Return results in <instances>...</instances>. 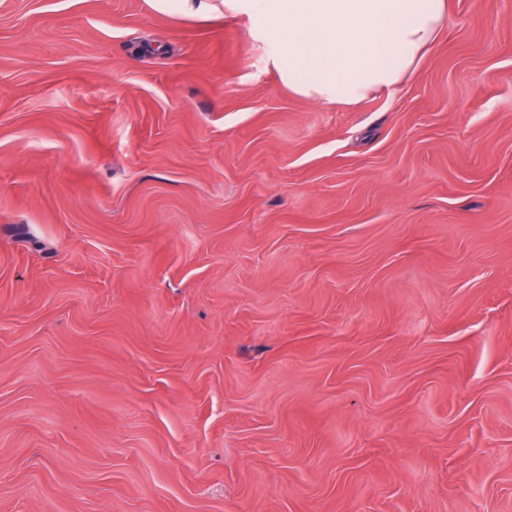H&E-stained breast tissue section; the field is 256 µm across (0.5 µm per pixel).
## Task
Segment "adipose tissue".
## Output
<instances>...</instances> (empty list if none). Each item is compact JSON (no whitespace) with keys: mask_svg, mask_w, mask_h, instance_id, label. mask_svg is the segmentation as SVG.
Listing matches in <instances>:
<instances>
[{"mask_svg":"<svg viewBox=\"0 0 512 512\" xmlns=\"http://www.w3.org/2000/svg\"><path fill=\"white\" fill-rule=\"evenodd\" d=\"M153 7L247 18L284 85L340 106L398 87L428 57L448 17V0H153Z\"/></svg>","mask_w":512,"mask_h":512,"instance_id":"adipose-tissue-1","label":"adipose tissue"}]
</instances>
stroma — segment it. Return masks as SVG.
Here are the masks:
<instances>
[{"instance_id": "35a3bbf8", "label": "stroma", "mask_w": 512, "mask_h": 512, "mask_svg": "<svg viewBox=\"0 0 512 512\" xmlns=\"http://www.w3.org/2000/svg\"><path fill=\"white\" fill-rule=\"evenodd\" d=\"M0 512H512V0L353 108L0 0Z\"/></svg>"}]
</instances>
